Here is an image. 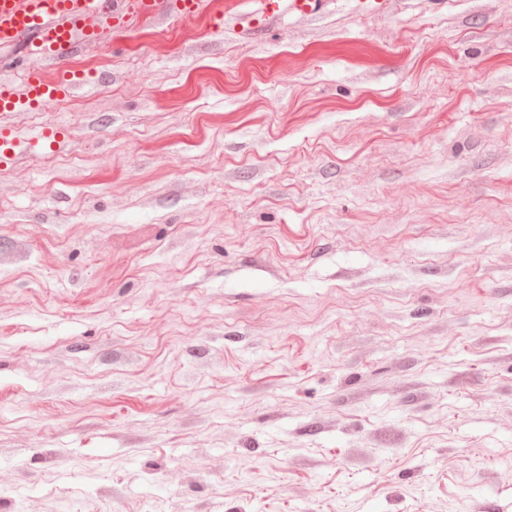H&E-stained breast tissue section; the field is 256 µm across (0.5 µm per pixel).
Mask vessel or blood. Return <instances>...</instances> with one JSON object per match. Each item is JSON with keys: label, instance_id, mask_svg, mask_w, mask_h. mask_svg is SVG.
I'll list each match as a JSON object with an SVG mask.
<instances>
[{"label": "vessel or blood", "instance_id": "obj_1", "mask_svg": "<svg viewBox=\"0 0 512 512\" xmlns=\"http://www.w3.org/2000/svg\"><path fill=\"white\" fill-rule=\"evenodd\" d=\"M253 21L288 16L305 17L325 9L328 0H253ZM205 8V0H0V49L9 51L7 66L20 72L24 92L0 85V120L38 110L69 96L84 78L70 69L79 50L96 44L107 27L130 28L133 20L174 16L190 19ZM65 127L47 124L34 135H20L0 123V170L19 160L57 152L70 143Z\"/></svg>", "mask_w": 512, "mask_h": 512}]
</instances>
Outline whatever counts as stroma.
<instances>
[{
  "label": "stroma",
  "instance_id": "stroma-1",
  "mask_svg": "<svg viewBox=\"0 0 512 512\" xmlns=\"http://www.w3.org/2000/svg\"><path fill=\"white\" fill-rule=\"evenodd\" d=\"M9 117L0 512H512V0H233ZM255 8L246 13L252 21L264 23L287 16L305 17L325 9L328 0H252Z\"/></svg>",
  "mask_w": 512,
  "mask_h": 512
}]
</instances>
